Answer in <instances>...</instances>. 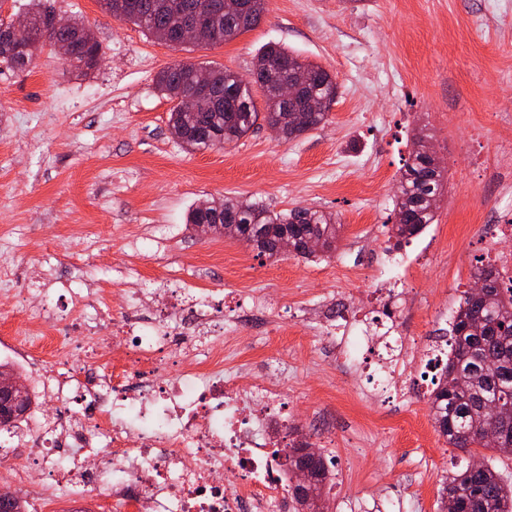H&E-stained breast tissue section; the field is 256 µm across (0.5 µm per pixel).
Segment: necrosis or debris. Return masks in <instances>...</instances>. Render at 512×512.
Returning a JSON list of instances; mask_svg holds the SVG:
<instances>
[{"instance_id":"necrosis-or-debris-1","label":"necrosis or debris","mask_w":512,"mask_h":512,"mask_svg":"<svg viewBox=\"0 0 512 512\" xmlns=\"http://www.w3.org/2000/svg\"><path fill=\"white\" fill-rule=\"evenodd\" d=\"M102 301L75 295L55 361L29 335L14 343L13 361L51 402L50 420L19 426L27 453L6 475L34 512L93 497L107 512H288V472L273 455L287 445L286 401L252 374L225 375L211 300L177 288L167 315L121 312L129 343L117 366L72 356Z\"/></svg>"}]
</instances>
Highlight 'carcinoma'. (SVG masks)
<instances>
[{
	"mask_svg": "<svg viewBox=\"0 0 512 512\" xmlns=\"http://www.w3.org/2000/svg\"><path fill=\"white\" fill-rule=\"evenodd\" d=\"M209 2L215 9L216 44L253 29L266 10V0H247L249 9L240 15L222 12L224 0ZM103 5L113 17L132 22L157 39L181 19L178 0H103ZM52 16L54 10L48 0H33L28 43L16 45L0 38V57L18 69L27 67L34 50L44 45L41 26ZM84 29L83 23L75 20L53 34L54 39L76 47V55L68 64L82 72L95 67L100 56L99 43L88 46L83 42ZM290 64L302 66L310 74V83L300 92L294 107H306L314 95L334 103L337 84L333 76L322 66L276 45L265 47L257 55L248 80L227 68L208 69L207 88L200 92L195 88V76L202 67L180 62L160 71L157 89L173 103L169 117L172 134L188 148L223 147L246 136L261 118L266 120L273 114L286 117L288 106L273 79ZM255 85L264 97L262 113L253 95ZM194 92L196 109L187 111L180 98ZM327 116L326 112L312 113L308 125L285 128L284 138L293 139L319 127ZM427 150L428 140L414 135L393 209L396 247L419 236L435 221L437 207L432 200L443 194L444 175ZM187 223L213 224L218 236L250 237L258 255L269 258L278 257L275 246L284 234L297 243L296 256L306 260L332 253L338 240V227L330 213L308 207L275 212L257 202L232 198L207 208L193 207ZM472 277L489 278L493 287L477 301L469 291L462 292L448 331L453 347L430 391L429 410L436 430L449 445L501 453L502 448L483 441L482 435L495 424L507 447L512 448V277L506 284L501 282L500 273L489 263L475 266ZM443 491L463 504L462 512H512V485L489 460L480 470L465 465L448 475Z\"/></svg>",
	"mask_w": 512,
	"mask_h": 512,
	"instance_id": "obj_1",
	"label": "carcinoma"
}]
</instances>
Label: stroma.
I'll use <instances>...</instances> for the list:
<instances>
[{
  "label": "stroma",
  "mask_w": 512,
  "mask_h": 512,
  "mask_svg": "<svg viewBox=\"0 0 512 512\" xmlns=\"http://www.w3.org/2000/svg\"><path fill=\"white\" fill-rule=\"evenodd\" d=\"M101 46L82 75L57 50L39 48L25 69L0 61V343L25 314L70 292L94 269L105 296L144 297L160 312L171 288H195L247 306L271 302L275 332L260 320L224 338V364L262 372L283 389L288 430L333 462L330 512H440L445 476L467 454L430 416L424 359L443 343L478 258L512 238V191L481 162L512 138V0H267L260 23L232 41L175 48L107 12L101 0H52ZM269 44L335 78L338 96L317 129L287 140L265 122L231 145L191 151L168 125L155 76L178 61L250 77ZM459 113L444 123L439 111ZM424 130L445 169L434 224L406 244L405 288L375 274L388 246L394 200L412 136ZM237 198L274 211L336 215L331 256L268 259L241 239H200L188 212ZM403 305L398 337H372L350 366L332 329L363 325L381 301Z\"/></svg>",
  "instance_id": "obj_1"
}]
</instances>
